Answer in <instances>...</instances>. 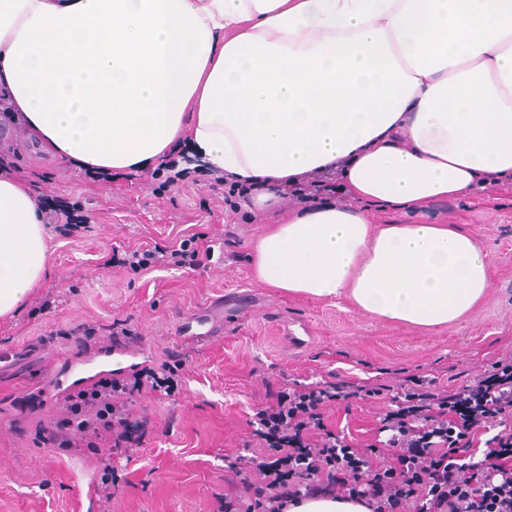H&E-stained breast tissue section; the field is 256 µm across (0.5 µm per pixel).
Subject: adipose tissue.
<instances>
[{
	"label": "adipose tissue",
	"instance_id": "1",
	"mask_svg": "<svg viewBox=\"0 0 512 512\" xmlns=\"http://www.w3.org/2000/svg\"><path fill=\"white\" fill-rule=\"evenodd\" d=\"M38 148L139 172L190 141L271 205L337 171L356 207L276 217L255 281L347 299L418 330L460 323L491 286L456 224H374L512 175V0H0V95ZM36 196L0 171V316L48 269Z\"/></svg>",
	"mask_w": 512,
	"mask_h": 512
}]
</instances>
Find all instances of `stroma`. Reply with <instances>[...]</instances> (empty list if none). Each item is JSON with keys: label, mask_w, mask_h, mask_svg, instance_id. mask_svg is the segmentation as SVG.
Here are the masks:
<instances>
[{"label": "stroma", "mask_w": 512, "mask_h": 512, "mask_svg": "<svg viewBox=\"0 0 512 512\" xmlns=\"http://www.w3.org/2000/svg\"><path fill=\"white\" fill-rule=\"evenodd\" d=\"M0 155L14 158L47 210L69 201L93 217L90 228L70 235L49 225L47 273L12 316L0 318V350L16 352L0 365V512H78L76 487L110 477L96 456L62 452L38 437L53 399L40 412L26 409L27 396L45 390L49 375L65 387L80 376L68 361L84 350L59 337L64 328L108 331L125 320L140 335L119 338L122 365L158 368L176 354L187 359L179 392L140 398L152 432L131 459L113 458L125 479L112 512H214L216 494L229 486L225 455L242 452L267 386L282 379L420 375L459 387L473 367L512 350V179L413 211L367 205L375 224L463 225L490 258L483 303L463 323L419 331L344 301L290 297L255 283L251 243L269 215L229 210L227 185H211L209 177L192 175L172 192L161 180L122 173L93 180L40 154L24 131L0 137ZM195 234L211 241L207 268L132 274L109 264L113 252L163 248ZM48 292L52 306L35 310V297ZM328 416L353 443L372 441L371 402L333 407Z\"/></svg>", "instance_id": "1"}]
</instances>
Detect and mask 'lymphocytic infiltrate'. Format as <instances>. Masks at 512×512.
Wrapping results in <instances>:
<instances>
[{"label": "lymphocytic infiltrate", "instance_id": "obj_1", "mask_svg": "<svg viewBox=\"0 0 512 512\" xmlns=\"http://www.w3.org/2000/svg\"><path fill=\"white\" fill-rule=\"evenodd\" d=\"M291 202L316 205L331 195L350 199L340 185L308 177L288 187ZM209 252L195 238L159 249L113 256L138 273L154 267H206ZM182 363L163 372L113 374L57 400L44 434L58 448L132 457L148 433L138 414L143 392L175 394ZM381 402L378 440L362 449L329 424L337 402ZM249 442L259 455L227 457L231 490L217 495V512H284L316 495L365 504L370 512H512V352L502 354L459 389L426 377L369 386L357 381L282 384L255 414ZM262 479H255V470Z\"/></svg>", "mask_w": 512, "mask_h": 512}]
</instances>
